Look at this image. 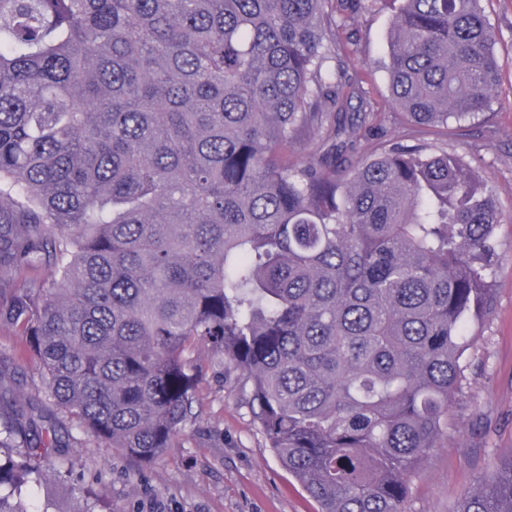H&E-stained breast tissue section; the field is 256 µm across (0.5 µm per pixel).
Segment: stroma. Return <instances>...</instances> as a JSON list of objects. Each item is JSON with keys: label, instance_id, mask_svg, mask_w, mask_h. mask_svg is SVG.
Wrapping results in <instances>:
<instances>
[{"label": "stroma", "instance_id": "1", "mask_svg": "<svg viewBox=\"0 0 512 512\" xmlns=\"http://www.w3.org/2000/svg\"><path fill=\"white\" fill-rule=\"evenodd\" d=\"M505 39L499 48L502 85L489 113L477 121L420 129L392 102L381 62L387 54L392 12L384 0L352 10L337 36L375 113L361 129L356 152L385 140L426 141L476 159L495 195L500 225L493 276V307L476 321L477 338L464 355L466 381L451 404L455 423L440 448L411 477L405 512H457L465 496L497 464L512 457V0H484ZM196 364L195 424L187 426L157 460L144 463L111 443L83 438L66 453L75 477L106 496L104 512H320L319 504L281 464L247 403L240 370L214 367L208 347ZM0 388L42 414V376L20 328L0 324Z\"/></svg>", "mask_w": 512, "mask_h": 512}]
</instances>
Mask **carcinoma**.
Instances as JSON below:
<instances>
[{"label":"carcinoma","mask_w":512,"mask_h":512,"mask_svg":"<svg viewBox=\"0 0 512 512\" xmlns=\"http://www.w3.org/2000/svg\"><path fill=\"white\" fill-rule=\"evenodd\" d=\"M375 0H0V323L76 434L142 462L195 419L197 345L251 383L268 445L321 512H403L448 436L500 224L469 160L428 142L352 161L371 108L339 12ZM405 119L498 98L483 0H388ZM303 131L328 148L291 160ZM50 275L19 287L14 269ZM46 417L0 414V512L47 470ZM458 512H512V458Z\"/></svg>","instance_id":"obj_1"}]
</instances>
